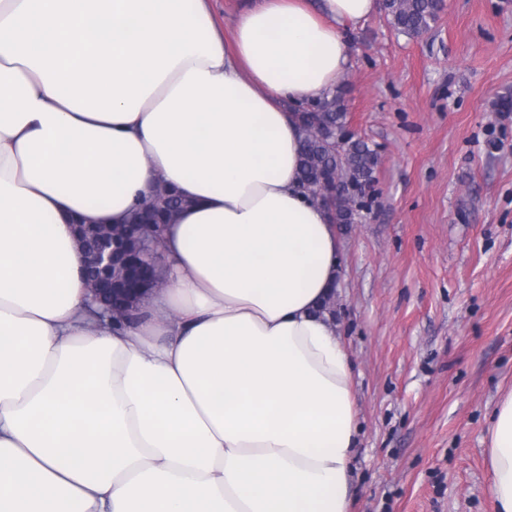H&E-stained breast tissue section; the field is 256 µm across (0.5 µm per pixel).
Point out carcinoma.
Returning <instances> with one entry per match:
<instances>
[{
    "label": "carcinoma",
    "instance_id": "obj_1",
    "mask_svg": "<svg viewBox=\"0 0 512 512\" xmlns=\"http://www.w3.org/2000/svg\"><path fill=\"white\" fill-rule=\"evenodd\" d=\"M382 8L397 33L420 37L437 23L442 4L439 0H382ZM296 112L305 132L299 158L304 188L327 208L331 223H360L362 198L376 183L378 152L360 138L345 137L349 119L340 92L307 108L300 106ZM338 184L351 186L354 194H331ZM184 204L171 189L157 191L132 211L129 223L155 225L160 242L167 224Z\"/></svg>",
    "mask_w": 512,
    "mask_h": 512
}]
</instances>
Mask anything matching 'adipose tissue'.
Returning <instances> with one entry per match:
<instances>
[{
    "label": "adipose tissue",
    "mask_w": 512,
    "mask_h": 512,
    "mask_svg": "<svg viewBox=\"0 0 512 512\" xmlns=\"http://www.w3.org/2000/svg\"><path fill=\"white\" fill-rule=\"evenodd\" d=\"M377 0H0V512H348L341 242L298 179V105ZM192 199L163 285L88 312L70 218ZM512 512V391L488 423ZM240 0H211L210 5L218 26L229 33L232 29L235 14Z\"/></svg>",
    "instance_id": "ef3b65f1"
}]
</instances>
